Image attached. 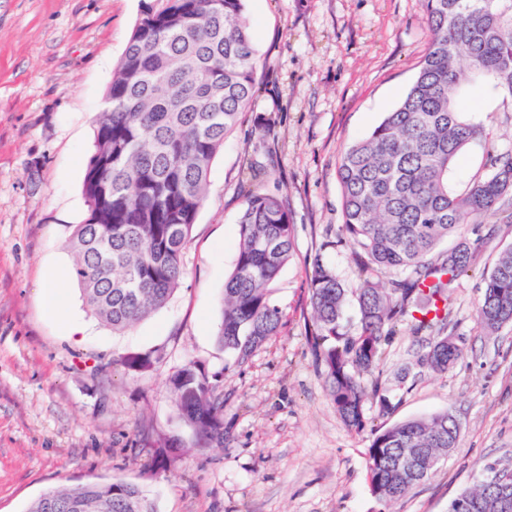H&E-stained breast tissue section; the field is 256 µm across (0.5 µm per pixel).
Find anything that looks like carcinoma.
<instances>
[{
  "mask_svg": "<svg viewBox=\"0 0 512 512\" xmlns=\"http://www.w3.org/2000/svg\"><path fill=\"white\" fill-rule=\"evenodd\" d=\"M429 40L419 71L398 106L365 139L340 154L341 232L363 253L359 271L402 273L383 285L363 279L357 332L343 325L349 297L317 258L311 276L308 336L336 412L351 432L370 430L367 474L388 505L427 478V459L455 447L448 411L368 428L369 393L357 377L381 359L382 343L406 321L436 333L419 365L445 372L461 355L440 336L454 282L474 261L462 240L440 260L428 254L465 224L512 201V157L463 195L448 171L482 127L464 117L461 97L478 83L512 96V0H424ZM259 90L257 58L244 0H140L126 50L113 72L106 107L95 117L84 195L88 218L67 248L89 311L122 332L162 308L183 276L182 254L208 192L211 163ZM295 253V224L284 201L255 191L239 219L235 267L224 283L217 343L239 364L280 334L270 288ZM480 329L512 325V247L485 277L475 305ZM180 420L224 447V395L217 378L188 362L168 380ZM473 512H512L497 485L481 477L454 498ZM81 499L96 512H155L133 484L118 479L51 490L27 512H71Z\"/></svg>",
  "mask_w": 512,
  "mask_h": 512,
  "instance_id": "1",
  "label": "carcinoma"
}]
</instances>
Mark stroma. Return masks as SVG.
<instances>
[{
  "label": "stroma",
  "mask_w": 512,
  "mask_h": 512,
  "mask_svg": "<svg viewBox=\"0 0 512 512\" xmlns=\"http://www.w3.org/2000/svg\"><path fill=\"white\" fill-rule=\"evenodd\" d=\"M138 9L139 0H0V512L112 477L139 486L157 512H448L484 463L512 459V326L485 333L474 310L512 245V214L464 228L476 260L455 283L444 330L464 349L453 367H420L430 335L402 323L360 375L391 391L388 412L366 402L370 424L447 410L460 428L429 478L388 510L366 480L371 435L343 425L307 340L314 259L347 290L362 283L357 247L340 231L336 163L412 84L429 39L423 0H245L260 89L211 164L180 286L115 333L85 307L66 245L88 215L94 118ZM464 108L483 133L448 174L458 194L492 174L491 156L512 154V95L476 91ZM255 188L287 204L296 252L271 288L281 333L240 364L216 335ZM56 267L67 271L57 288L83 329L77 339L44 301ZM156 350L161 360L146 368L123 363ZM189 362L224 389L223 447L176 419L167 381ZM173 434L182 449L164 447Z\"/></svg>",
  "instance_id": "35a3bbf8"
}]
</instances>
